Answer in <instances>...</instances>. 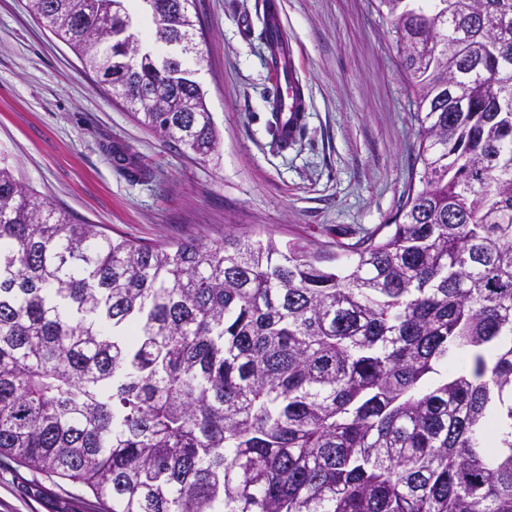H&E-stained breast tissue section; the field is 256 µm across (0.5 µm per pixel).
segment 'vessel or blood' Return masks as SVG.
I'll use <instances>...</instances> for the list:
<instances>
[{
  "label": "vessel or blood",
  "instance_id": "vessel-or-blood-1",
  "mask_svg": "<svg viewBox=\"0 0 512 512\" xmlns=\"http://www.w3.org/2000/svg\"><path fill=\"white\" fill-rule=\"evenodd\" d=\"M266 42L276 86L274 106L279 114V131L282 138L292 140L301 130L307 102L296 78L295 58L282 34L280 20L272 21L266 33Z\"/></svg>",
  "mask_w": 512,
  "mask_h": 512
}]
</instances>
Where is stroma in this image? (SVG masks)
Instances as JSON below:
<instances>
[{"label": "stroma", "instance_id": "obj_1", "mask_svg": "<svg viewBox=\"0 0 512 512\" xmlns=\"http://www.w3.org/2000/svg\"><path fill=\"white\" fill-rule=\"evenodd\" d=\"M309 109L280 148L267 0H194L197 80L219 133L199 160L138 124L28 8L0 0V162L82 224L147 244L225 233L335 250L394 223L416 178L418 123L378 0H274ZM92 494L0 462V512H89Z\"/></svg>", "mask_w": 512, "mask_h": 512}]
</instances>
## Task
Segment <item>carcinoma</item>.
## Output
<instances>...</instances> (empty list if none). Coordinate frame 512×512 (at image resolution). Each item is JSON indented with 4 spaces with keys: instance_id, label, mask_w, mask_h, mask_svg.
<instances>
[{
    "instance_id": "cac0c4a2",
    "label": "carcinoma",
    "mask_w": 512,
    "mask_h": 512,
    "mask_svg": "<svg viewBox=\"0 0 512 512\" xmlns=\"http://www.w3.org/2000/svg\"><path fill=\"white\" fill-rule=\"evenodd\" d=\"M30 0L145 128L218 133L191 0ZM419 124L401 222L336 252L113 238L0 166V458L104 512H512V0H379Z\"/></svg>"
}]
</instances>
